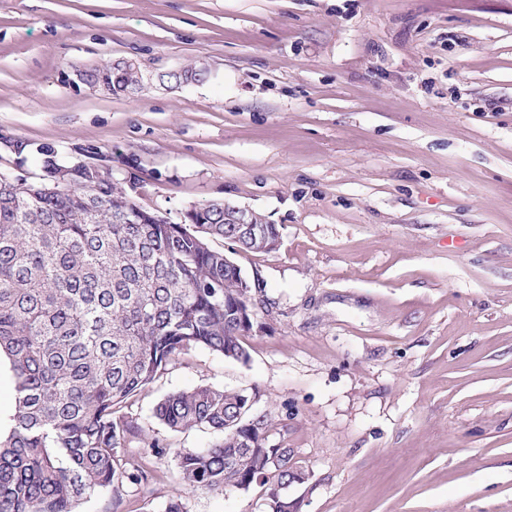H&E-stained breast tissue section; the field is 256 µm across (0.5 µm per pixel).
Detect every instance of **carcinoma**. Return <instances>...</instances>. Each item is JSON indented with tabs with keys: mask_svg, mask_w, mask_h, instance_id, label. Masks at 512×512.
Listing matches in <instances>:
<instances>
[{
	"mask_svg": "<svg viewBox=\"0 0 512 512\" xmlns=\"http://www.w3.org/2000/svg\"><path fill=\"white\" fill-rule=\"evenodd\" d=\"M199 65L170 74L200 81ZM95 84L133 89V66L94 70ZM26 185L0 179V355L14 377L15 410L0 437V512H74L103 489L148 480L125 447L141 429L124 412L172 358L197 348L247 361L235 319L239 271L211 242L233 233L224 206L202 223L172 224L141 208L112 174L65 168L45 146ZM240 391L199 385L155 406L170 430L218 431L219 441L176 452L181 482L222 493L264 488L266 512H288L286 487L307 474L288 448L265 446L272 427ZM278 458L273 467L270 459Z\"/></svg>",
	"mask_w": 512,
	"mask_h": 512,
	"instance_id": "carcinoma-1",
	"label": "carcinoma"
}]
</instances>
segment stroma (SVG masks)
I'll list each match as a JSON object with an SVG mask.
<instances>
[{
    "label": "stroma",
    "instance_id": "stroma-1",
    "mask_svg": "<svg viewBox=\"0 0 512 512\" xmlns=\"http://www.w3.org/2000/svg\"><path fill=\"white\" fill-rule=\"evenodd\" d=\"M115 61L139 89L88 81ZM21 143L171 223L229 203L280 234L235 257L248 361L176 356L128 402L150 483L76 512H265L179 484L217 435L154 408L199 385L268 414L299 512H512V0H0V171L40 173Z\"/></svg>",
    "mask_w": 512,
    "mask_h": 512
}]
</instances>
